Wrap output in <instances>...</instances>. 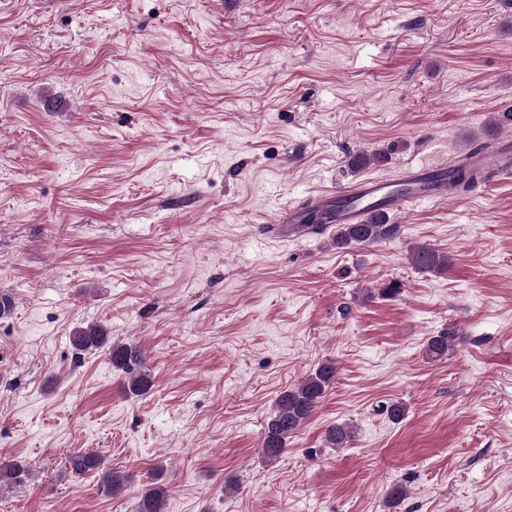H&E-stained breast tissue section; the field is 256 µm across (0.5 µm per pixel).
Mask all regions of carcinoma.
Segmentation results:
<instances>
[{"label": "carcinoma", "mask_w": 512, "mask_h": 512, "mask_svg": "<svg viewBox=\"0 0 512 512\" xmlns=\"http://www.w3.org/2000/svg\"><path fill=\"white\" fill-rule=\"evenodd\" d=\"M388 160V153H359L350 164L354 168L378 165ZM481 176L465 162L459 160L452 165V178L448 186L457 194H464L475 187ZM397 226L376 217L368 224H341L336 227L334 241L339 249L376 244L396 233ZM411 264L427 273L441 274L448 270V255L429 244L412 247L409 252ZM460 337L454 329L443 330L428 338L424 348L427 360L438 362L448 359L455 350ZM72 344L78 350L103 349L112 367L125 375L128 391L133 395H144L153 387V376L144 366L143 354L133 344L112 341L108 329L100 324H90L73 333ZM337 376L336 361L326 359L317 364L298 383L282 391L275 400L273 414L269 417L261 443L262 457L273 462L287 450L288 439L304 426L314 414ZM353 438L351 431L343 425H332L325 432V439L333 448H346ZM68 472L74 477L97 475L100 482L113 494L124 490L129 476L104 467V458L93 451H74L68 457ZM33 476L32 464L24 457L15 456L0 462V487L21 486ZM155 475L145 485L136 500L135 512H165L166 490Z\"/></svg>", "instance_id": "1"}]
</instances>
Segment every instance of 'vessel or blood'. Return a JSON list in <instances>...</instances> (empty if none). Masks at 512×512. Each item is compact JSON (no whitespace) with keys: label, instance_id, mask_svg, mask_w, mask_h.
<instances>
[{"label":"vessel or blood","instance_id":"obj_1","mask_svg":"<svg viewBox=\"0 0 512 512\" xmlns=\"http://www.w3.org/2000/svg\"><path fill=\"white\" fill-rule=\"evenodd\" d=\"M466 161L485 176L511 177L512 137L499 139L489 152L471 150ZM451 196L448 167L444 164L409 167L396 178L364 176L290 204L270 225L269 233L277 239L301 238L309 235L315 221L325 227L364 224L377 216L445 201Z\"/></svg>","mask_w":512,"mask_h":512}]
</instances>
